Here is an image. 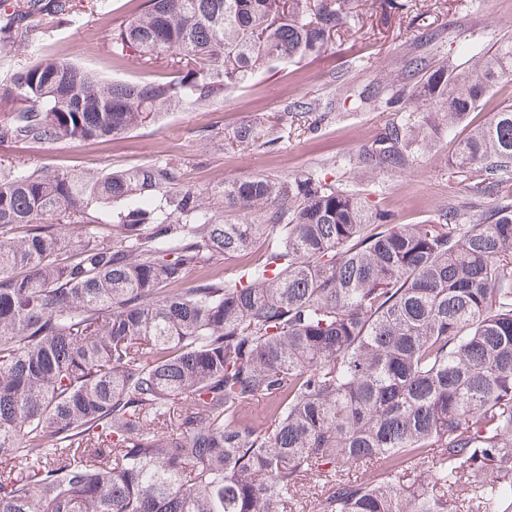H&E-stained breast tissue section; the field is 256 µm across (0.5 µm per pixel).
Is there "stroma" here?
Here are the masks:
<instances>
[{
	"mask_svg": "<svg viewBox=\"0 0 512 512\" xmlns=\"http://www.w3.org/2000/svg\"><path fill=\"white\" fill-rule=\"evenodd\" d=\"M424 7L427 18L415 21L410 30H399L396 21H384L381 12L372 11L353 31L337 35L325 56L258 74L247 85L227 90L208 108L167 113L108 143L46 144L35 149L31 159L53 168L98 171L170 159L183 163L187 178L202 188L257 174H296L332 159L337 173L390 210L394 223H422L463 193L458 178L443 165L452 149L448 137H440L436 148L405 173L383 174L351 170L348 160L391 120L388 112L346 110L324 123L317 138L294 137L271 151L228 150L216 134L282 111L298 98L327 96L336 76L362 85L393 77L406 53L448 51V39L458 25L468 26L485 42L512 34V0H426ZM129 15L127 0H108L102 15L84 13L71 24L44 21L33 28L28 41L0 48V87L8 84L16 59L41 53L59 54L107 81L147 80L137 64L112 63V30Z\"/></svg>",
	"mask_w": 512,
	"mask_h": 512,
	"instance_id": "stroma-1",
	"label": "stroma"
}]
</instances>
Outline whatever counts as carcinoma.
I'll list each match as a JSON object with an SVG mask.
<instances>
[{
	"label": "carcinoma",
	"mask_w": 512,
	"mask_h": 512,
	"mask_svg": "<svg viewBox=\"0 0 512 512\" xmlns=\"http://www.w3.org/2000/svg\"><path fill=\"white\" fill-rule=\"evenodd\" d=\"M133 2L112 62L152 80L43 55L0 92V143L18 149L0 163V512H512V104L469 121L512 82V36L224 137L272 149L346 103L393 112L350 164L400 173L464 130L446 162L461 199L394 224L334 164L201 189L166 159L31 161L209 106L356 24L341 0ZM386 7L422 16L419 0ZM46 16L74 21L73 0H26L4 37ZM253 250L233 277L213 268ZM371 462L386 476H352Z\"/></svg>",
	"instance_id": "obj_1"
}]
</instances>
